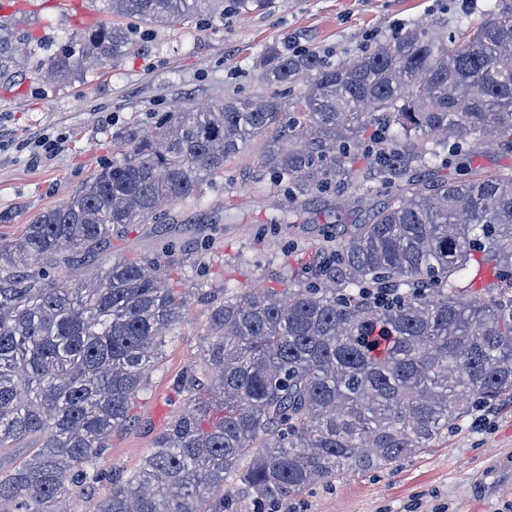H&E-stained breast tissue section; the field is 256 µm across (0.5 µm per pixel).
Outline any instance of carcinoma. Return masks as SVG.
<instances>
[{"mask_svg":"<svg viewBox=\"0 0 512 512\" xmlns=\"http://www.w3.org/2000/svg\"><path fill=\"white\" fill-rule=\"evenodd\" d=\"M96 2L124 22L72 32L41 63L51 79L118 64L143 26L271 0ZM27 52L1 22L0 79ZM257 79L258 93L116 133L94 176L0 239V456L27 449L0 466V512H76L71 488L88 495L104 481L111 492L92 512H232L237 485L264 512L512 400V295L490 288L465 303L457 286L476 260L512 286V173L465 165L476 141L512 149V0L456 35L413 27L336 66L274 46ZM255 139V180L284 198L272 224L326 196L340 213L379 187L384 199L330 235L303 280L198 288L208 328L202 365L176 385L184 409L133 473H106L97 460L149 389L184 299L158 256L108 261L87 278L74 264L132 224H164L171 203L202 201ZM452 165L453 178H423Z\"/></svg>","mask_w":512,"mask_h":512,"instance_id":"carcinoma-1","label":"carcinoma"}]
</instances>
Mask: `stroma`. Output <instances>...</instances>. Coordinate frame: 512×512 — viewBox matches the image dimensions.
Listing matches in <instances>:
<instances>
[{
  "label": "stroma",
  "instance_id": "obj_1",
  "mask_svg": "<svg viewBox=\"0 0 512 512\" xmlns=\"http://www.w3.org/2000/svg\"><path fill=\"white\" fill-rule=\"evenodd\" d=\"M494 0H272L267 11L225 18L187 19L148 30L121 63L79 71L65 83L46 81L37 69L72 29L108 22L89 0L64 9L40 0H9L16 29L32 41L19 76L0 79V237L21 234L43 209L62 203L96 173L112 152V135L137 125L147 130L159 112L185 103L205 107L225 95L250 92L256 60L271 46L315 50L335 65L412 27L466 30L487 16ZM259 143L231 163L204 204L177 202L173 223L136 224L113 239L110 258L136 259L170 242L191 247L196 266L170 265L183 288L224 282L268 288L296 278L316 261L330 222L270 224L275 201L247 179ZM208 314L189 301L174 336L137 399L132 419L112 437L100 469L138 468L182 407L175 386L200 364ZM507 512L512 507V403L479 411L447 437L370 473L344 472L327 486L303 490L278 503L279 512Z\"/></svg>",
  "mask_w": 512,
  "mask_h": 512
}]
</instances>
